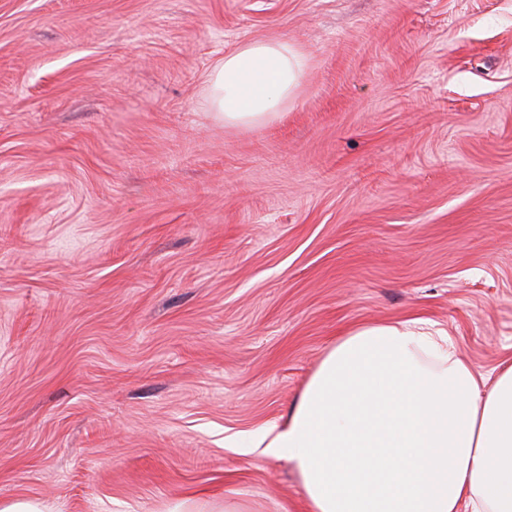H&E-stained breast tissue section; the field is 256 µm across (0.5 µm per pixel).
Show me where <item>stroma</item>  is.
I'll use <instances>...</instances> for the list:
<instances>
[{
  "instance_id": "1",
  "label": "stroma",
  "mask_w": 512,
  "mask_h": 512,
  "mask_svg": "<svg viewBox=\"0 0 512 512\" xmlns=\"http://www.w3.org/2000/svg\"><path fill=\"white\" fill-rule=\"evenodd\" d=\"M276 38L295 95L225 125L211 68ZM418 319L512 358V0H0V504L302 512L225 436ZM245 503L236 500H181L167 512H250Z\"/></svg>"
}]
</instances>
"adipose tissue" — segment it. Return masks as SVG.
I'll return each instance as SVG.
<instances>
[{
  "instance_id": "obj_1",
  "label": "adipose tissue",
  "mask_w": 512,
  "mask_h": 512,
  "mask_svg": "<svg viewBox=\"0 0 512 512\" xmlns=\"http://www.w3.org/2000/svg\"><path fill=\"white\" fill-rule=\"evenodd\" d=\"M305 69L288 40L244 45L212 68L209 103L225 124H262ZM247 448L291 464L305 512H512V359L489 379L444 332L358 328Z\"/></svg>"
}]
</instances>
